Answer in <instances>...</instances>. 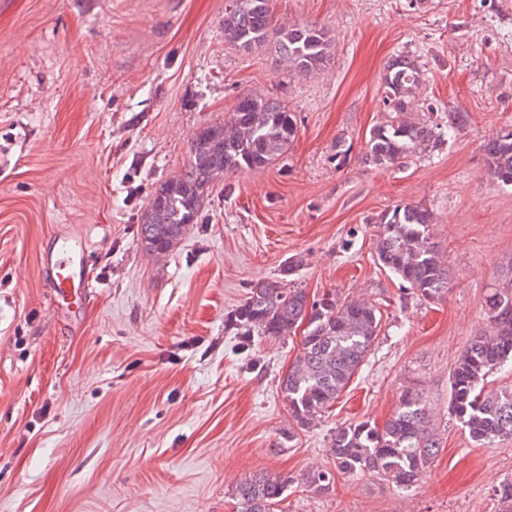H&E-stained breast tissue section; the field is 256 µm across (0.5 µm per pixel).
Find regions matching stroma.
Returning <instances> with one entry per match:
<instances>
[{"mask_svg":"<svg viewBox=\"0 0 512 512\" xmlns=\"http://www.w3.org/2000/svg\"><path fill=\"white\" fill-rule=\"evenodd\" d=\"M224 4L0 0V512H236L232 487L259 472L287 477L282 512H502L512 438L477 445L448 402L487 295L512 281V187L487 178L482 148L512 124V0H270L274 21L335 41L303 78L225 43ZM398 51L467 123L440 157L382 170L359 154ZM244 92L297 112L294 143L218 181L200 224L147 254L136 216L152 188L184 172L193 134ZM399 203L438 218V300L374 262L376 220ZM61 230L82 235L93 284L74 319L50 307L40 263ZM295 257L289 287L368 299L382 323L349 386L284 448L278 382L301 337L245 342L225 320ZM408 388L441 442L414 487L369 473L325 493L305 484L333 469L338 429L384 423Z\"/></svg>","mask_w":512,"mask_h":512,"instance_id":"35a3bbf8","label":"stroma"}]
</instances>
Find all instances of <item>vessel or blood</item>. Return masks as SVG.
<instances>
[{
    "label": "vessel or blood",
    "instance_id": "obj_1",
    "mask_svg": "<svg viewBox=\"0 0 512 512\" xmlns=\"http://www.w3.org/2000/svg\"><path fill=\"white\" fill-rule=\"evenodd\" d=\"M42 267L50 303L87 295L92 287L86 275L83 241L76 234L59 235L52 249L43 254Z\"/></svg>",
    "mask_w": 512,
    "mask_h": 512
}]
</instances>
